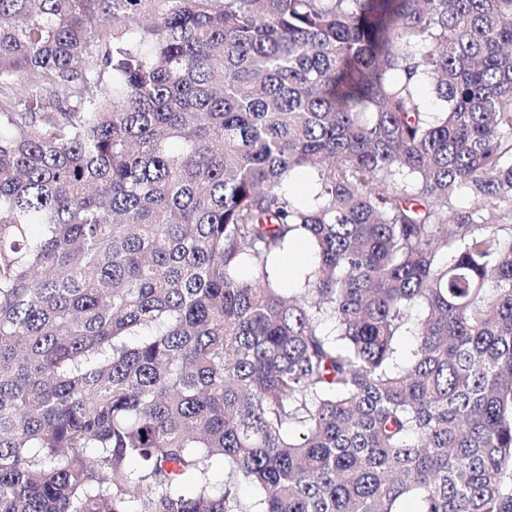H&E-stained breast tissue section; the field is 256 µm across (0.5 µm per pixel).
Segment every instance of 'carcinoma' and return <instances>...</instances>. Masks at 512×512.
Segmentation results:
<instances>
[{"instance_id": "carcinoma-1", "label": "carcinoma", "mask_w": 512, "mask_h": 512, "mask_svg": "<svg viewBox=\"0 0 512 512\" xmlns=\"http://www.w3.org/2000/svg\"><path fill=\"white\" fill-rule=\"evenodd\" d=\"M242 481L512 512V0H0V512Z\"/></svg>"}]
</instances>
